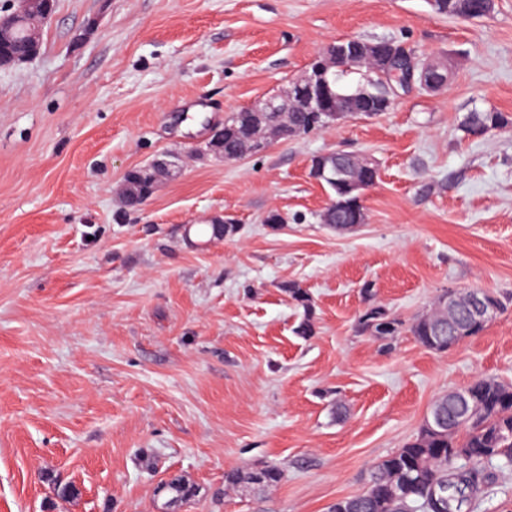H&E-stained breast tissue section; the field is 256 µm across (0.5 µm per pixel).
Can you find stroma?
<instances>
[{
  "label": "stroma",
  "instance_id": "stroma-1",
  "mask_svg": "<svg viewBox=\"0 0 512 512\" xmlns=\"http://www.w3.org/2000/svg\"><path fill=\"white\" fill-rule=\"evenodd\" d=\"M347 38L400 42L448 83L236 162L205 153ZM41 41L0 67V512H328L436 397L512 383V307L443 353L407 330L446 290L512 296V127L463 130L476 110L512 117V0L479 18L427 0H57ZM334 151L379 167L346 230L322 223L309 176ZM171 153L180 173L126 208V174ZM228 218L210 245L189 232ZM371 304L397 334L358 332ZM265 466L282 471L268 490L225 488ZM173 474L195 497L157 496Z\"/></svg>",
  "mask_w": 512,
  "mask_h": 512
}]
</instances>
